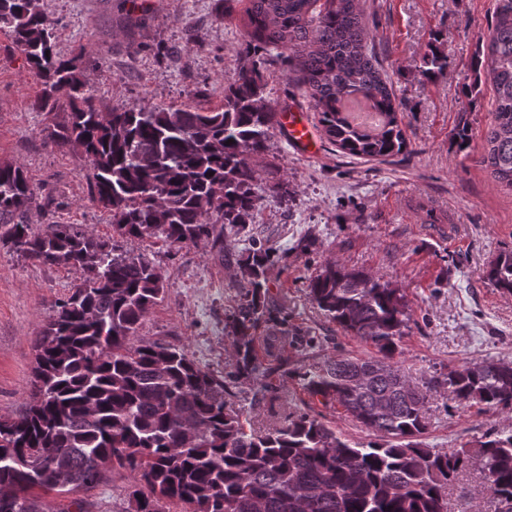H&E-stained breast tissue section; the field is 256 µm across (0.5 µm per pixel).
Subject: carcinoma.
<instances>
[{
  "label": "carcinoma",
  "mask_w": 512,
  "mask_h": 512,
  "mask_svg": "<svg viewBox=\"0 0 512 512\" xmlns=\"http://www.w3.org/2000/svg\"><path fill=\"white\" fill-rule=\"evenodd\" d=\"M253 51L286 50L324 134L343 153L385 160L407 150L403 112L371 46L358 0H240ZM0 31L26 45L42 93L37 111L51 118L45 143L82 154L90 164V200L112 231L172 245L243 243L242 288L225 317L234 353L228 371L201 366L180 348L138 339L162 300L161 274L139 258L116 255L111 239L71 224L36 228L35 191L23 167L0 161V243L34 264L80 270L83 279L56 304L34 339L30 400L17 417H0V487L15 494L0 512H46L41 496L89 492L107 481L108 461L133 475L126 497L133 512H448L446 490L476 469L493 494L494 512H512V433L491 432L472 451L442 452L418 438L432 389L448 385L454 402L512 410V362L485 360L451 368L412 385L393 363L408 314L397 288L363 270L328 263L308 278L307 296L378 356L328 357L288 370L312 398L380 438L359 445L318 414L295 409L265 434L246 428L244 412L225 400L227 383L268 387L257 359L260 329L288 335V313L266 304L274 254L252 224L258 182L254 159L269 150L277 112L266 100L261 61L242 66L224 100L189 106H140L103 112L83 79L85 49L55 52L54 26L40 0H0ZM473 89L494 92L483 137V164L512 189V0H495L488 36L471 60ZM448 55L431 43L419 75L434 81ZM377 111L374 126L349 121L347 104ZM66 112L61 114L59 109ZM63 119L57 121V115ZM512 293V251L485 271ZM43 460L21 475L19 449Z\"/></svg>",
  "instance_id": "1"
}]
</instances>
